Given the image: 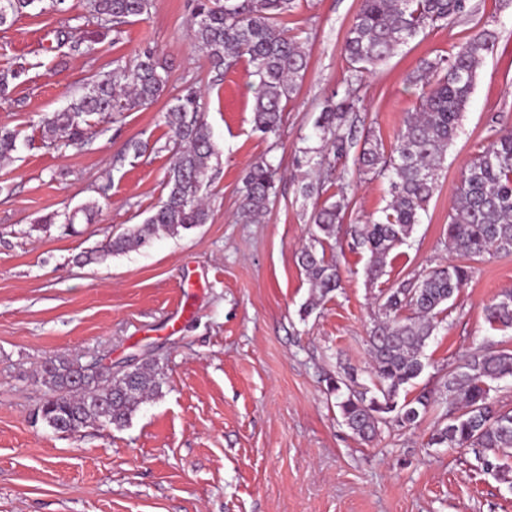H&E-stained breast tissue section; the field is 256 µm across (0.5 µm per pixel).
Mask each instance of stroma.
Segmentation results:
<instances>
[{
	"instance_id": "1",
	"label": "stroma",
	"mask_w": 512,
	"mask_h": 512,
	"mask_svg": "<svg viewBox=\"0 0 512 512\" xmlns=\"http://www.w3.org/2000/svg\"><path fill=\"white\" fill-rule=\"evenodd\" d=\"M71 2L68 13L30 9L0 27V68L22 70L0 102V126L19 134L14 161L0 163V512H512V485L486 473L473 450L429 442L447 372L485 342L512 350V330L492 329L484 313L512 289V255L470 261L468 284L423 349V373L404 390L435 398L418 426L390 423L360 441L327 389L341 362L373 388L368 334L382 316V289L462 261L446 239L460 171L512 130V0H470L471 16L416 36L350 85L343 48L359 0H296L279 24L302 43L307 69L275 143L253 129L257 79L247 62L217 82L190 46V0H153L149 14L88 54L70 49L92 27L80 0ZM479 24L497 40L410 243L391 251L373 283L364 252L334 250L342 286L302 315L310 288L298 255L313 201L301 187L314 174L300 157L322 146L314 120L325 98L349 87L360 131L391 144L416 107L408 77L420 59L448 54ZM147 45L168 65L164 94L93 126L89 145L48 146L42 117ZM188 85L202 94L216 148L208 222L76 265L75 255L142 223L164 198L172 133L162 114ZM262 158L279 163L281 179L269 210L246 223L243 179ZM106 172L112 187L101 196ZM344 182L346 223L378 218L391 198L388 178L358 175L354 164ZM91 200L96 213L78 218L75 232L41 221ZM57 356L105 358L116 371L153 363L162 392L126 427L53 432L33 412L46 393L42 366Z\"/></svg>"
}]
</instances>
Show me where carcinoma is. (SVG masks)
I'll use <instances>...</instances> for the list:
<instances>
[{
	"label": "carcinoma",
	"mask_w": 512,
	"mask_h": 512,
	"mask_svg": "<svg viewBox=\"0 0 512 512\" xmlns=\"http://www.w3.org/2000/svg\"><path fill=\"white\" fill-rule=\"evenodd\" d=\"M41 2L0 0V27ZM151 6L152 0H87L97 28L86 32L80 43L88 52L95 50L110 32H121L132 19L149 13ZM294 8L295 0H194L188 21L191 46L205 54L215 80L243 58L252 66L259 78L253 125L265 138L278 135L285 105L307 68L299 42L279 26L281 16ZM470 13L468 0H360L345 38L348 82L362 80L417 34L450 25ZM496 39L495 30L482 26L454 45L449 55L422 61L410 77L412 84L422 87L418 105L404 118L390 148L380 138L365 139L355 158L358 170L386 175L391 186L392 201L378 219L344 226L348 202L341 186L336 200L324 197L322 203L314 204L315 230L300 255L312 288L304 312L341 288L339 265L326 255L341 236L350 237L352 248L367 253L365 274L371 282L384 275L390 251L409 244L421 211L438 188L439 170L457 135L483 53L494 47ZM167 82V70L149 46L131 64L117 59L112 71L93 79L66 109L43 118V138L54 145L63 134L65 145H84L92 122H115L122 114L153 103ZM200 100V91L188 87L163 113L173 133L170 151L174 156L163 178L165 198L143 223L131 225L101 248L77 255V264L97 263L137 250L161 234L177 237L208 222L201 192L211 182L216 151ZM352 109L353 103L338 98L336 92L326 100L314 123L326 152L315 158L303 151L307 165L332 171L349 157L357 146L356 127L349 120ZM17 141L16 132L0 128L1 161L11 158ZM278 174V167L265 158L252 164L244 178L241 205L246 221L256 222L267 212ZM446 236L451 248L469 260L512 254L511 132L465 163L448 209ZM468 279V266L446 264L381 290L384 319L369 332L377 392L355 390L357 374L350 367H341L328 379V389L340 398V414L352 434L369 442L384 424L411 426L428 413L429 393L401 403L400 390L423 372L421 353L435 330V319ZM485 315L493 328H512V291L501 293L486 307ZM505 377H512V350L485 344L476 348L464 366L448 373L444 387L450 400L430 442L473 449L478 458L491 462L483 469L507 483L509 470L500 459L512 454V411H502L489 401L491 383ZM41 382L47 397L37 416L58 433L90 424L124 427L145 399L162 391L163 384L150 364L116 374L105 367L98 373L65 356L45 362Z\"/></svg>",
	"instance_id": "cac0c4a2"
}]
</instances>
